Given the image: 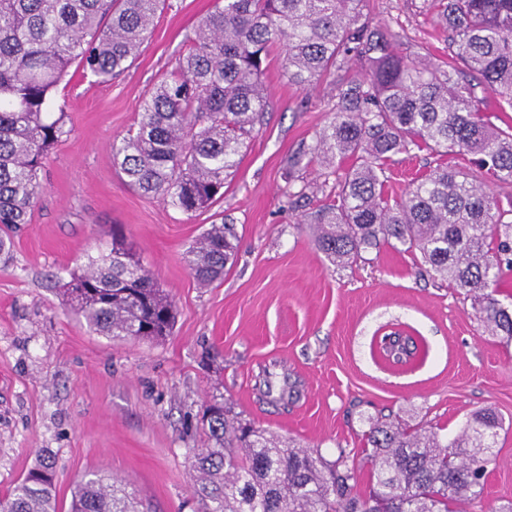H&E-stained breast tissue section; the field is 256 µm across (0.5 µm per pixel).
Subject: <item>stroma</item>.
I'll return each instance as SVG.
<instances>
[{
  "mask_svg": "<svg viewBox=\"0 0 512 512\" xmlns=\"http://www.w3.org/2000/svg\"><path fill=\"white\" fill-rule=\"evenodd\" d=\"M422 0H370L394 48L448 58V38ZM216 0H166L150 38L106 83L70 67L56 93L68 114L49 155L30 224L0 261V497L46 456L56 461L59 512L85 472L135 490L149 512H200L189 470L206 437L204 407L228 402L256 427L330 460L346 453L367 491L363 452L371 421L426 427L454 438L470 414L502 420L481 498L462 512L512 505V344L484 333L479 304L434 279L414 254L388 245L348 266L331 265L290 205L289 184L331 191L317 163L289 168L333 115L330 81L289 83L278 64L265 82L272 107L256 127L224 195L184 213L125 185L110 145L133 128L150 88L167 75ZM427 152L393 156L389 195L429 171ZM232 224L239 248L222 280L199 287L191 243L214 223ZM120 226L141 263L176 305L170 336L113 340L90 332L65 304L62 285ZM413 336L417 359L393 367L382 336Z\"/></svg>",
  "mask_w": 512,
  "mask_h": 512,
  "instance_id": "stroma-1",
  "label": "stroma"
}]
</instances>
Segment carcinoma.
Returning a JSON list of instances; mask_svg holds the SVG:
<instances>
[{
  "mask_svg": "<svg viewBox=\"0 0 512 512\" xmlns=\"http://www.w3.org/2000/svg\"><path fill=\"white\" fill-rule=\"evenodd\" d=\"M164 0H0V258L12 232L31 223L43 190L40 173L66 134L54 95L76 63L104 83L124 72L151 34ZM448 33V63L409 60L372 27L368 0H220L199 24L170 77L143 99L137 126L112 141V164L125 184L184 213L207 208L237 171L242 149L270 108L263 80L273 58L299 86L334 78L332 121L313 157L336 177L306 223L334 265L369 248L399 244L433 274L482 302L491 336L512 342V308L485 293L512 271V201L483 190L486 180L512 185V126L482 115L480 87L512 109V0H423ZM353 78L341 75L352 60ZM414 149L436 166L403 197L389 196L385 167ZM470 157L451 168L448 155ZM347 163L343 173L337 166ZM231 224H212L193 243V278L224 277L237 252ZM65 292L90 330L112 339L169 335L174 300L136 258L121 230L107 254L88 258ZM384 357L415 358L413 337L380 341ZM207 445L191 460L203 512H458L482 494L502 420L474 412L461 432L388 423L366 434L371 483L357 491L347 457L334 460L255 427L215 403L204 409ZM55 462L30 469L0 499V512H58ZM70 512H140L128 486L88 473L71 490Z\"/></svg>",
  "mask_w": 512,
  "mask_h": 512,
  "instance_id": "1",
  "label": "carcinoma"
}]
</instances>
